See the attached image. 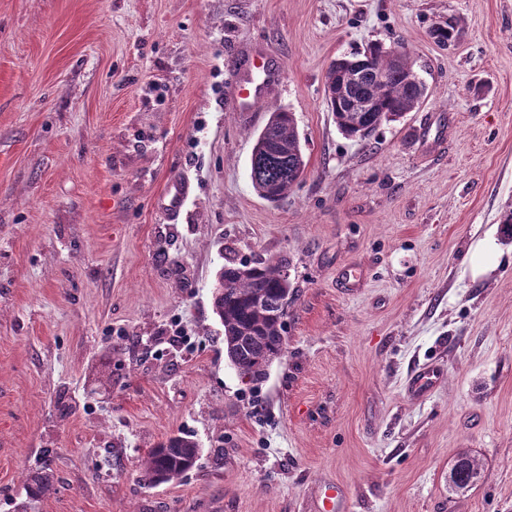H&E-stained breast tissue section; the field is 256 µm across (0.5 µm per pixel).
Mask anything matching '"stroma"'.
I'll return each instance as SVG.
<instances>
[{
    "instance_id": "1",
    "label": "stroma",
    "mask_w": 512,
    "mask_h": 512,
    "mask_svg": "<svg viewBox=\"0 0 512 512\" xmlns=\"http://www.w3.org/2000/svg\"><path fill=\"white\" fill-rule=\"evenodd\" d=\"M396 41L428 94L357 143L326 72ZM258 56L279 77L235 111ZM276 108L306 168L270 202L249 168ZM510 208L512 0H0V512H310L324 479L353 512H512ZM229 258L294 292L251 384L213 306ZM421 365L441 377L413 399ZM171 435L195 466L144 485ZM463 453L485 478L453 496ZM497 254V245L491 239H484L476 244L472 249L469 264L474 275H480L482 272L493 266Z\"/></svg>"
}]
</instances>
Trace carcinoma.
I'll return each instance as SVG.
<instances>
[{"label": "carcinoma", "mask_w": 512, "mask_h": 512, "mask_svg": "<svg viewBox=\"0 0 512 512\" xmlns=\"http://www.w3.org/2000/svg\"><path fill=\"white\" fill-rule=\"evenodd\" d=\"M407 50L391 54L380 42L371 43L341 62L332 63L325 76L327 106L346 137L364 143L384 122H394L416 109L426 87L411 76ZM306 163L293 113L276 109L257 135L250 162V180L261 197L278 199L300 178ZM281 266L271 262L224 265L213 297L224 326V347L237 376L255 383L264 378L270 362L286 350L284 300L290 282L280 276ZM197 444L183 436H170L151 449L141 463L145 483H168L185 473ZM484 477L482 462L461 454L448 471V491H469Z\"/></svg>", "instance_id": "obj_1"}]
</instances>
